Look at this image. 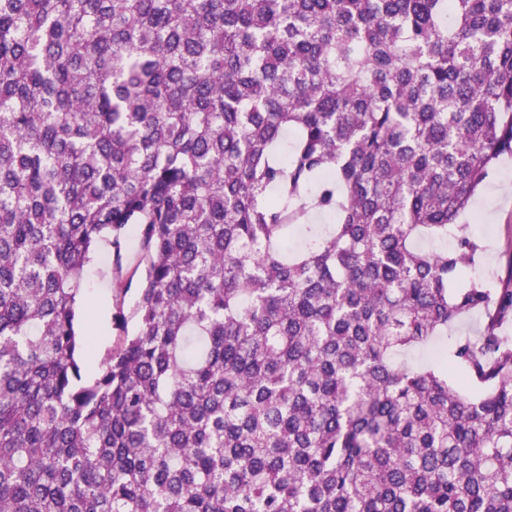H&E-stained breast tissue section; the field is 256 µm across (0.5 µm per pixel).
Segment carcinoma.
<instances>
[{"instance_id":"carcinoma-1","label":"carcinoma","mask_w":512,"mask_h":512,"mask_svg":"<svg viewBox=\"0 0 512 512\" xmlns=\"http://www.w3.org/2000/svg\"><path fill=\"white\" fill-rule=\"evenodd\" d=\"M506 155L512 0H0V512H512V288H448ZM146 270L141 239L135 235L123 241L119 263L108 242L99 245L90 262L82 303V334L86 346L99 360L122 336L133 332L136 302ZM483 326V317L481 314L473 313L461 318L450 328L445 336L439 338V342L450 344L457 337L478 336Z\"/></svg>"}]
</instances>
